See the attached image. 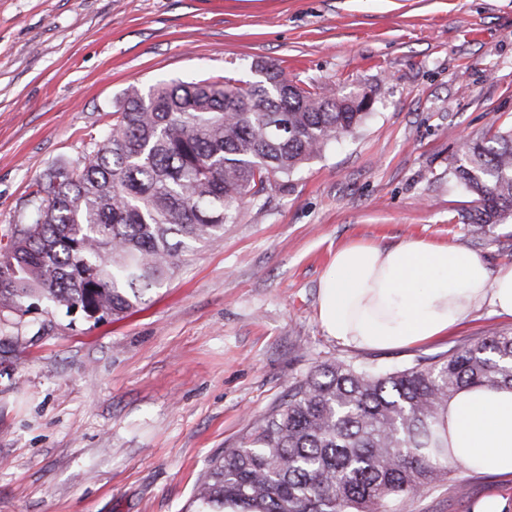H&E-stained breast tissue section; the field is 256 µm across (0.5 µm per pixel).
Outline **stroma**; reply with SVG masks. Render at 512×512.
Instances as JSON below:
<instances>
[{"label":"stroma","instance_id":"obj_1","mask_svg":"<svg viewBox=\"0 0 512 512\" xmlns=\"http://www.w3.org/2000/svg\"><path fill=\"white\" fill-rule=\"evenodd\" d=\"M270 61L373 108L124 317L0 309V512H186L210 460L317 365L399 370L512 333L485 303L433 341L360 349L317 315L349 242L423 239L512 264V224L471 234L458 220L471 198L448 176L464 138L512 126V0H0V236L129 86L251 83ZM489 498L512 512V474L461 468L398 512Z\"/></svg>","mask_w":512,"mask_h":512}]
</instances>
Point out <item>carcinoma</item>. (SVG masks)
Listing matches in <instances>:
<instances>
[{"instance_id": "1", "label": "carcinoma", "mask_w": 512, "mask_h": 512, "mask_svg": "<svg viewBox=\"0 0 512 512\" xmlns=\"http://www.w3.org/2000/svg\"><path fill=\"white\" fill-rule=\"evenodd\" d=\"M246 86L231 76L130 87L107 134L76 165L29 186L28 222L0 243V308L40 302L88 318L129 312L198 244L224 239L239 203L273 192L368 111L354 92L303 87L268 62ZM448 177L472 196L473 233L512 222V129L470 138ZM512 388V335L396 371L323 363L211 460L192 512H396L461 465L448 400L466 387Z\"/></svg>"}]
</instances>
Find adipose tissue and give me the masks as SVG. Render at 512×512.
Segmentation results:
<instances>
[{
  "label": "adipose tissue",
  "instance_id": "adipose-tissue-1",
  "mask_svg": "<svg viewBox=\"0 0 512 512\" xmlns=\"http://www.w3.org/2000/svg\"><path fill=\"white\" fill-rule=\"evenodd\" d=\"M485 302L512 317V264L493 273L466 248L417 239L388 248L352 242L320 281L318 319L346 345L408 347L447 335ZM447 427L468 469L512 474V389L459 391Z\"/></svg>",
  "mask_w": 512,
  "mask_h": 512
}]
</instances>
